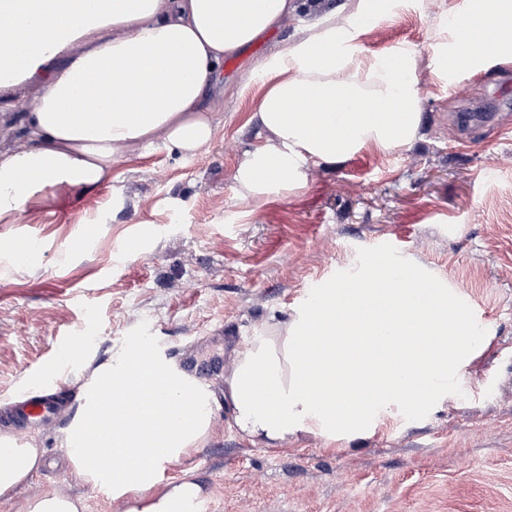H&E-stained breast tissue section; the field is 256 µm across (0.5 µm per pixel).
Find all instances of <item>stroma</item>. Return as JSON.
<instances>
[{
    "label": "stroma",
    "instance_id": "stroma-1",
    "mask_svg": "<svg viewBox=\"0 0 512 512\" xmlns=\"http://www.w3.org/2000/svg\"><path fill=\"white\" fill-rule=\"evenodd\" d=\"M452 5L465 0H408L361 35L369 58L416 52L423 127L412 145L365 147L310 168L298 189L238 196L236 168L260 142L249 116L262 84L251 74L303 34L313 17L302 13L233 55L217 135L198 154L135 151L96 192L51 196L18 223H0V235L24 232L43 247L30 264L0 258V400L40 366L78 390L86 364L136 340L171 362L194 353L197 382L221 394L239 342L312 304L325 286L360 279L366 257L384 249L448 290L466 287L480 346L452 400L382 417L352 439L311 432L278 448L252 444L231 411L217 408L204 446L164 476L194 468L212 492L200 512H512V127L448 142L449 114L512 113V98L498 93L512 62L487 57L462 85L438 76L433 59L449 40ZM87 224L97 236L70 249ZM139 235L144 253H125ZM74 335L87 339L82 358L53 366ZM68 428L63 420L36 432L39 473L0 499V512H22L47 491L82 497L86 512H122L121 500L69 468Z\"/></svg>",
    "mask_w": 512,
    "mask_h": 512
}]
</instances>
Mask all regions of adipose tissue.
<instances>
[{
  "label": "adipose tissue",
  "mask_w": 512,
  "mask_h": 512,
  "mask_svg": "<svg viewBox=\"0 0 512 512\" xmlns=\"http://www.w3.org/2000/svg\"><path fill=\"white\" fill-rule=\"evenodd\" d=\"M308 0H0V112L20 108L16 89L37 92L21 120L22 145L0 151V222L34 210L43 190L65 195L95 192L112 179L127 154L163 144L196 155L217 124L206 100L220 86L225 57L306 7ZM390 0H347L319 12L304 37L261 66L266 89L252 119L262 142L245 152L234 180L239 196L259 200L271 186L293 189L312 166L340 161L355 149L390 150L415 142L421 115L415 88L417 57L401 50L386 60L364 59L358 36L365 20L387 15ZM512 21V0H467L453 16L454 31L439 56L442 70L470 65L479 50L512 61V34L489 37L478 48L461 33L472 15ZM108 102L106 114L86 111L82 100ZM311 98L315 109L290 107ZM373 288H329L310 308L277 320L238 355L224 376V397L238 431L251 443L274 447L300 432L355 438L372 425L374 409L422 413L448 398V381L463 374L475 348L448 311L447 289L411 269L383 262L369 270ZM379 318L371 339L361 323ZM319 318L326 379L319 396L308 393L298 370L307 345L304 329ZM145 378L159 403L114 408L121 429L99 435L120 464L94 466L83 449L85 418L100 404L116 375ZM378 377L391 390L371 402L353 397L357 381ZM85 401L66 437L72 469L87 483L111 490L124 512H199L211 492L193 470L163 480L168 464L202 447L212 424L210 393L195 379L153 356L142 373L126 355L92 368L81 383ZM192 393L190 416L172 402ZM0 497L11 496L38 471L37 441L19 443L0 432Z\"/></svg>",
  "instance_id": "adipose-tissue-1"
}]
</instances>
